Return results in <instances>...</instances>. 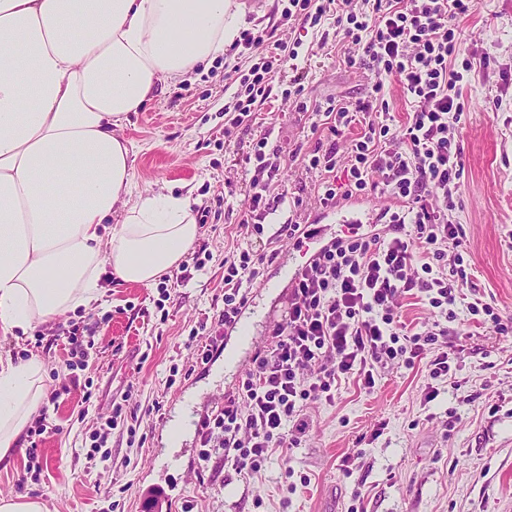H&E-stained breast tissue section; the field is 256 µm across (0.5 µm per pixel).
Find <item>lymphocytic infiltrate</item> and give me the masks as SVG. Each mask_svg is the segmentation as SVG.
Masks as SVG:
<instances>
[{"instance_id": "f902f5d3", "label": "lymphocytic infiltrate", "mask_w": 512, "mask_h": 512, "mask_svg": "<svg viewBox=\"0 0 512 512\" xmlns=\"http://www.w3.org/2000/svg\"><path fill=\"white\" fill-rule=\"evenodd\" d=\"M363 12L348 11V0H288V16L314 24L334 15L348 44L345 63L371 78L362 98L326 99L311 111V132L325 131L324 151L306 166L323 174L316 198L321 208L377 194L395 203L383 228L351 232L323 245L288 290L287 306L269 330V343L254 354L222 405L199 423V477H261L272 456H288L309 429L306 410L335 401L343 380L356 378L365 392L376 386V370L399 360L423 363L434 384L425 402L438 396L436 381L447 379L448 310L464 304L469 315L502 334L512 319L477 295L467 294L464 263L467 233L452 218L461 190L466 156L459 128L465 103L461 88L489 56L470 52L457 22L472 15L477 0H365ZM247 43L269 44L270 61L243 80L244 98L234 124L269 95L274 63L287 62L290 45L264 35ZM397 82L411 110L403 126L390 113L386 85ZM241 225L255 234L276 204L301 198L274 192L271 182L252 180ZM277 256L273 250L238 247L224 257V306L207 334L191 329L184 346L193 364L206 363L232 330L253 285ZM420 299L439 317L414 327L402 314L407 298ZM128 395L113 400L108 416L89 433L88 460L108 461L105 446L114 430L136 437L144 417L129 413Z\"/></svg>"}]
</instances>
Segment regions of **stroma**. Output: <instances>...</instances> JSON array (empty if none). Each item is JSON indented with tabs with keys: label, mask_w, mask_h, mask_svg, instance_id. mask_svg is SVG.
I'll return each mask as SVG.
<instances>
[{
	"label": "stroma",
	"mask_w": 512,
	"mask_h": 512,
	"mask_svg": "<svg viewBox=\"0 0 512 512\" xmlns=\"http://www.w3.org/2000/svg\"><path fill=\"white\" fill-rule=\"evenodd\" d=\"M247 29L275 31L294 44L296 59L273 73L271 93L249 121L232 126L228 116L243 89L242 76L266 58L264 46L237 43L196 71L191 80L160 85L122 127L130 148L134 194L160 189L191 192L200 234L179 265L163 281L148 285L104 283L101 305L67 313L42 326L49 346H37L33 333L0 335V354L16 360L41 359L49 390H62L51 417L60 433L43 436L37 454L47 464L39 483H22L28 458L0 467V495L30 494L48 512H512V331L497 334L470 320L457 307L465 333L450 364L451 382L425 402L428 380L422 366L390 365L373 393L355 381L342 384L334 403L312 405L310 431L300 448L267 463L261 480L232 477L200 483L198 437L186 422L190 411L205 413L223 403L254 355L286 300L288 281L280 265L268 267L255 284L243 313L255 324L252 344L227 336L219 353L190 377L169 381L171 365H185L183 342L191 328L223 307L224 256L244 245L240 227L244 195L225 198L226 182L243 187L254 175L240 155L252 139L267 135L269 149L309 155L318 136L304 127L286 90L303 79L307 104L341 96H363L370 73L345 66L333 20L310 26L288 17V0H246ZM471 52L490 54L463 89L461 131L466 167L454 213L468 237L470 285L497 312L512 317V0H478L461 20ZM301 160L278 171L280 188L303 200L300 220L325 224L316 203L320 176ZM109 325H102L103 316ZM91 328L94 353L79 386L69 383V350L57 334L69 321ZM131 392L130 407L156 402L159 420L148 423L143 446L130 445L113 431L107 463L88 462L81 448L89 429L77 413L84 399L97 412H109L113 397ZM182 422L171 435L174 422ZM356 454L351 475L340 469ZM310 475L308 488L284 497L286 470Z\"/></svg>",
	"instance_id": "stroma-1"
}]
</instances>
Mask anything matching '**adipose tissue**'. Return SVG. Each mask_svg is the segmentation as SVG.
Masks as SVG:
<instances>
[{
    "label": "adipose tissue",
    "mask_w": 512,
    "mask_h": 512,
    "mask_svg": "<svg viewBox=\"0 0 512 512\" xmlns=\"http://www.w3.org/2000/svg\"><path fill=\"white\" fill-rule=\"evenodd\" d=\"M237 0H0V333L150 284L199 235L190 195H132L120 129L235 43ZM120 224H112V216ZM39 358H0V463L42 407Z\"/></svg>",
    "instance_id": "1"
}]
</instances>
